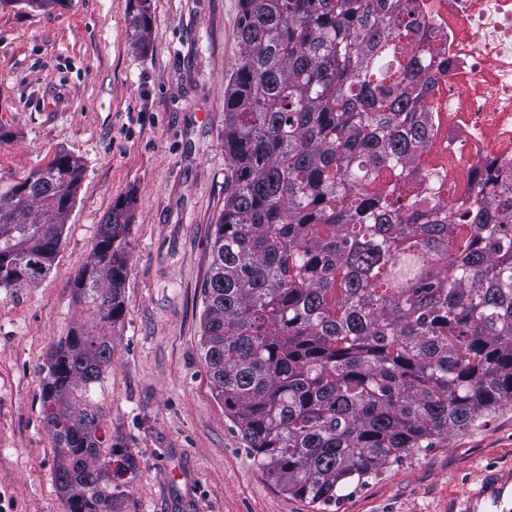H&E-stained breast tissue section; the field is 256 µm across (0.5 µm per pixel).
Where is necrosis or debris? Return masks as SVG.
<instances>
[{
	"label": "necrosis or debris",
	"instance_id": "necrosis-or-debris-1",
	"mask_svg": "<svg viewBox=\"0 0 512 512\" xmlns=\"http://www.w3.org/2000/svg\"><path fill=\"white\" fill-rule=\"evenodd\" d=\"M428 4L431 29L448 36V71L437 74L430 101L432 165L453 182L486 159L512 158V0Z\"/></svg>",
	"mask_w": 512,
	"mask_h": 512
}]
</instances>
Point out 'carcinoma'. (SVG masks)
Masks as SVG:
<instances>
[{
  "instance_id": "carcinoma-1",
  "label": "carcinoma",
  "mask_w": 512,
  "mask_h": 512,
  "mask_svg": "<svg viewBox=\"0 0 512 512\" xmlns=\"http://www.w3.org/2000/svg\"><path fill=\"white\" fill-rule=\"evenodd\" d=\"M424 0H240L224 97L230 177L203 284L202 350L224 413L284 491L329 505L409 453L512 402V162L461 208L426 186ZM133 37L151 32L135 0ZM83 164L59 153L0 191V288L47 275ZM134 197L116 200L76 288L98 320L60 343L42 381L68 512H119L115 449L76 393L112 359Z\"/></svg>"
}]
</instances>
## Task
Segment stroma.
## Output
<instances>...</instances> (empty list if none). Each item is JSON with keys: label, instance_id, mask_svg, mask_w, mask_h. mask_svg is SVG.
Returning <instances> with one entry per match:
<instances>
[{"label": "stroma", "instance_id": "stroma-1", "mask_svg": "<svg viewBox=\"0 0 512 512\" xmlns=\"http://www.w3.org/2000/svg\"><path fill=\"white\" fill-rule=\"evenodd\" d=\"M0 0V188L57 152L84 174L47 276L0 288V512H67L41 401L56 346L92 311L74 280L115 200L133 195L124 318L112 361L78 399L103 447L134 460L121 512H318L260 468L224 413L201 348V287L224 210V95L239 0ZM512 467V403L411 453L326 512H449ZM135 13L132 18V36L137 45L144 48L151 32L150 0H135Z\"/></svg>", "mask_w": 512, "mask_h": 512}]
</instances>
